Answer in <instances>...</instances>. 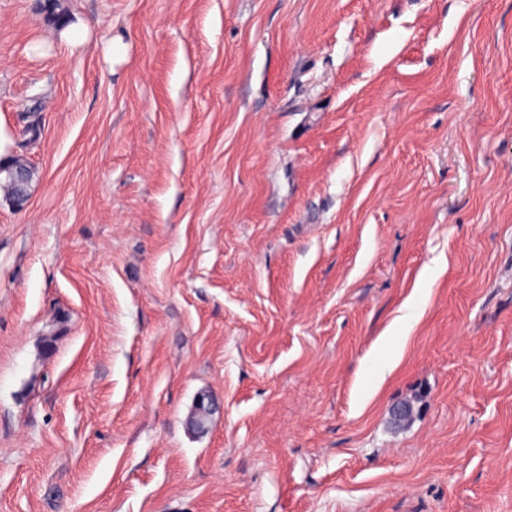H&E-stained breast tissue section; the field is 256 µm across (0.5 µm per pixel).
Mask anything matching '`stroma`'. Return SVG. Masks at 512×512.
<instances>
[{
  "label": "stroma",
  "mask_w": 512,
  "mask_h": 512,
  "mask_svg": "<svg viewBox=\"0 0 512 512\" xmlns=\"http://www.w3.org/2000/svg\"><path fill=\"white\" fill-rule=\"evenodd\" d=\"M43 5L0 512H512V0H59L75 50Z\"/></svg>",
  "instance_id": "35a3bbf8"
}]
</instances>
